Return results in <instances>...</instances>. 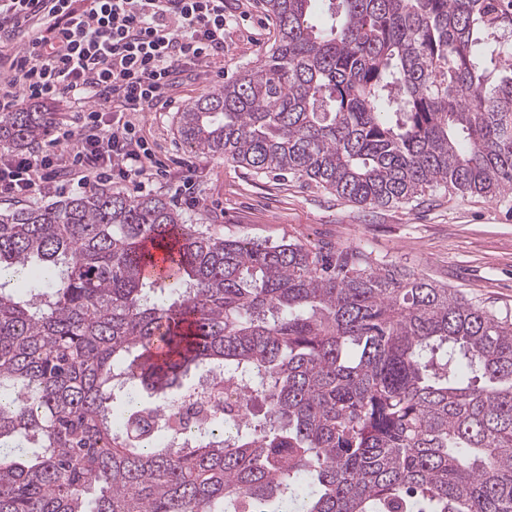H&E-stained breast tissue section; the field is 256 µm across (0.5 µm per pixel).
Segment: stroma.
<instances>
[{
    "label": "stroma",
    "instance_id": "1",
    "mask_svg": "<svg viewBox=\"0 0 512 512\" xmlns=\"http://www.w3.org/2000/svg\"><path fill=\"white\" fill-rule=\"evenodd\" d=\"M223 73L184 81L178 108L222 88L270 48L275 21L261 0H226ZM164 162L196 171L200 203L188 207L172 188L158 193L188 223L223 237L263 244L297 240L314 247L360 246L378 262L403 267L459 289L490 310L512 312V192L490 200L455 192L426 193L405 205L359 207L322 188L289 177L257 176L185 148L177 135L176 110L133 117Z\"/></svg>",
    "mask_w": 512,
    "mask_h": 512
}]
</instances>
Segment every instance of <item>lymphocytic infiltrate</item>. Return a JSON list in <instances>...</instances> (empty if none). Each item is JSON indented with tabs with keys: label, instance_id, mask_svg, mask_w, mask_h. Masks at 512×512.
I'll list each match as a JSON object with an SVG mask.
<instances>
[{
	"label": "lymphocytic infiltrate",
	"instance_id": "1",
	"mask_svg": "<svg viewBox=\"0 0 512 512\" xmlns=\"http://www.w3.org/2000/svg\"><path fill=\"white\" fill-rule=\"evenodd\" d=\"M0 0V114L79 104L57 137L69 151L0 149V198L36 199L106 182L149 189L168 167L131 113L172 109L181 80L224 59V0Z\"/></svg>",
	"mask_w": 512,
	"mask_h": 512
}]
</instances>
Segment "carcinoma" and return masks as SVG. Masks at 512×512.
<instances>
[{
  "instance_id": "1",
  "label": "carcinoma",
  "mask_w": 512,
  "mask_h": 512,
  "mask_svg": "<svg viewBox=\"0 0 512 512\" xmlns=\"http://www.w3.org/2000/svg\"><path fill=\"white\" fill-rule=\"evenodd\" d=\"M264 4L273 45L178 113L184 146L366 206L512 191V0ZM53 120L1 114L0 147ZM204 367L264 422L172 448L158 405ZM0 512H512V314L161 195L0 212Z\"/></svg>"
}]
</instances>
